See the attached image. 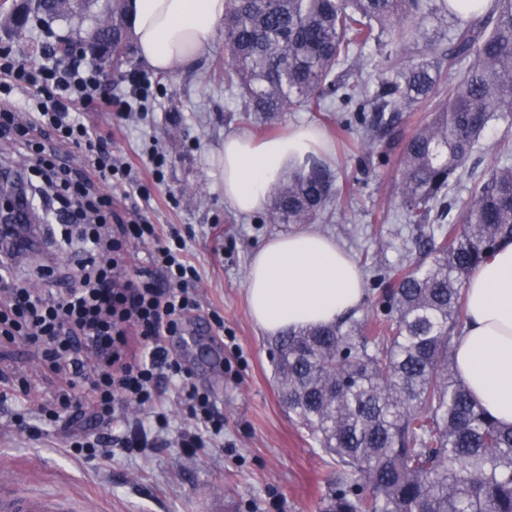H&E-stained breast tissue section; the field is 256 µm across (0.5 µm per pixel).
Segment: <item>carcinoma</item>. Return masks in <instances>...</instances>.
Returning <instances> with one entry per match:
<instances>
[{
	"label": "carcinoma",
	"mask_w": 512,
	"mask_h": 512,
	"mask_svg": "<svg viewBox=\"0 0 512 512\" xmlns=\"http://www.w3.org/2000/svg\"><path fill=\"white\" fill-rule=\"evenodd\" d=\"M126 0H112V42L123 64ZM43 22L73 14L71 0H31ZM450 19L434 56L403 55L426 22ZM380 58L374 85L361 73ZM224 85L265 125L304 107L357 101L370 164L398 151L393 191L419 227V258L383 288L380 312L290 329L273 339L288 414L336 471L319 512H512V426L473 402L456 378L463 290L512 241V151L448 198L489 123L512 116V0H224ZM428 118L405 139L402 114ZM335 196L315 158L273 185L267 218L313 224ZM456 221L447 222L452 209Z\"/></svg>",
	"instance_id": "carcinoma-1"
}]
</instances>
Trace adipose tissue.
<instances>
[{
    "mask_svg": "<svg viewBox=\"0 0 512 512\" xmlns=\"http://www.w3.org/2000/svg\"><path fill=\"white\" fill-rule=\"evenodd\" d=\"M128 15L140 58L166 73L197 60L224 18V0H129ZM324 147L314 128L265 141L226 136L218 155L225 202L242 214L263 210L276 179ZM465 293L466 325L453 349L457 378L501 425L512 426V243L477 270ZM246 294L255 324L275 336L339 321L361 304L365 283L334 239L303 230L270 238L253 254Z\"/></svg>",
    "mask_w": 512,
    "mask_h": 512,
    "instance_id": "obj_1",
    "label": "adipose tissue"
}]
</instances>
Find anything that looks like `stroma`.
<instances>
[{
	"label": "stroma",
	"mask_w": 512,
	"mask_h": 512,
	"mask_svg": "<svg viewBox=\"0 0 512 512\" xmlns=\"http://www.w3.org/2000/svg\"><path fill=\"white\" fill-rule=\"evenodd\" d=\"M112 0H93L81 15L49 24L31 22L22 38L0 28V44L11 43L16 57L32 67L46 61L43 49L56 37L89 28ZM124 75L112 83L111 101H98L84 121L99 135H111L112 152L131 168L130 180L150 193L148 216L163 230L187 238L185 256L200 275L198 308L182 327L193 348L169 342L193 373L199 392L215 402L224 418L220 436L186 455L176 444L180 432L194 431L186 396L176 381L161 378L152 406L124 402L111 428L87 427L99 440L95 457L70 452L66 424L47 431L38 421L49 394L41 385L20 391L17 375L28 372L30 352L0 346V368L15 371L0 380V471H12L23 491H48L85 499L87 512H318L334 464L289 417L274 377L276 352L271 336L253 322L246 301L245 278L254 251L266 240L294 232L291 224H270L265 212L238 213L224 202L218 149L231 134L265 140L299 127L320 131L330 149L323 160L337 175L341 195L330 206L331 218L313 228L333 237L353 258L378 254V266L363 267L365 297L359 313L380 305L378 278L409 264L418 234L406 223L392 187L395 162L368 166L361 160L359 128L337 130L328 113L300 109L272 125L256 124L242 112L234 92L222 80L224 31L216 29L205 53L189 66L165 74L152 72L137 52H130ZM512 143V121L493 122L468 162L483 172L496 160L499 142ZM165 157L160 175L146 165L148 148ZM72 261L57 249L21 251L12 260L14 276L33 288L57 287ZM224 320V335L235 342L223 362L211 314ZM167 428H158L156 415ZM142 426L147 441L123 445L129 428Z\"/></svg>",
	"instance_id": "35a3bbf8"
}]
</instances>
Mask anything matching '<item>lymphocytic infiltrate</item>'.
I'll use <instances>...</instances> for the list:
<instances>
[{"label":"lymphocytic infiltrate","mask_w":512,"mask_h":512,"mask_svg":"<svg viewBox=\"0 0 512 512\" xmlns=\"http://www.w3.org/2000/svg\"><path fill=\"white\" fill-rule=\"evenodd\" d=\"M0 75L5 90L35 89L36 111L0 105V129L16 132L22 148L35 155L43 182L60 199L61 247L76 244L85 255L75 287L30 288L0 273V341L25 343L38 354L21 385L38 380L52 385L53 394L41 408L49 422L86 407L92 418L109 424L122 398L153 402L157 369L163 366L186 391L191 418L220 435L223 419L164 345L165 338L180 334L184 313L197 307L192 289L199 273L184 258L185 240L144 219L115 226L84 221L89 211L101 218L111 213L112 195L104 186L127 172L107 140L93 135L82 120L80 108L93 102L98 87L96 73L60 69L51 61L33 70L1 48ZM51 139L84 146L81 168L67 169L56 151L47 149ZM138 246L149 247L152 267L132 273L131 253Z\"/></svg>","instance_id":"1"}]
</instances>
